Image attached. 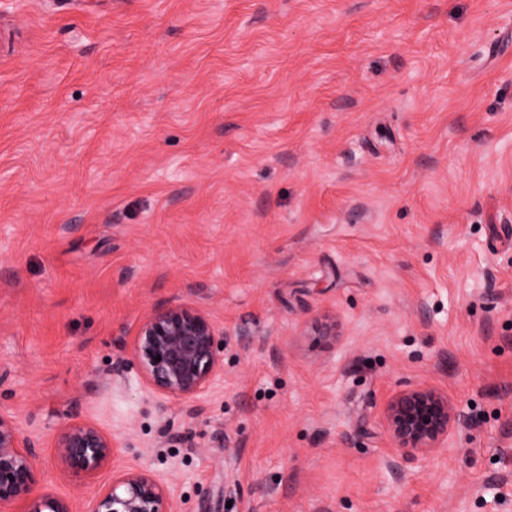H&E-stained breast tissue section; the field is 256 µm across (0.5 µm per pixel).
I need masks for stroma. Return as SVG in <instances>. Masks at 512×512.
Masks as SVG:
<instances>
[{"label": "stroma", "mask_w": 512, "mask_h": 512, "mask_svg": "<svg viewBox=\"0 0 512 512\" xmlns=\"http://www.w3.org/2000/svg\"><path fill=\"white\" fill-rule=\"evenodd\" d=\"M165 304L224 373L162 413ZM412 386L467 420L401 463ZM0 412L74 512H512V0H0ZM219 335L209 317L191 306H162L146 314L135 336L132 362L160 407L164 400L198 398L223 372L224 337ZM112 439L92 424L71 426L58 440L56 453L71 471L91 475L112 456ZM165 483L148 470L130 471L112 480L94 512H173Z\"/></svg>", "instance_id": "stroma-1"}]
</instances>
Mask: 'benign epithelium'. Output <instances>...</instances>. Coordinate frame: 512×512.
I'll list each match as a JSON object with an SVG mask.
<instances>
[{
    "instance_id": "7a95c632",
    "label": "benign epithelium",
    "mask_w": 512,
    "mask_h": 512,
    "mask_svg": "<svg viewBox=\"0 0 512 512\" xmlns=\"http://www.w3.org/2000/svg\"><path fill=\"white\" fill-rule=\"evenodd\" d=\"M217 329L201 310L187 305L152 309L134 341L133 363L159 406L169 399L193 400L223 371ZM161 360H155V357ZM465 422L448 396L432 387L403 389L381 413V423L402 456L424 457L448 442ZM112 439L92 424L71 426L56 453L71 471L92 475L112 456ZM38 449L13 418L0 413V504L19 503L23 512H72L69 502L36 489ZM94 512H172L165 483L148 470L126 472L97 500Z\"/></svg>"
}]
</instances>
